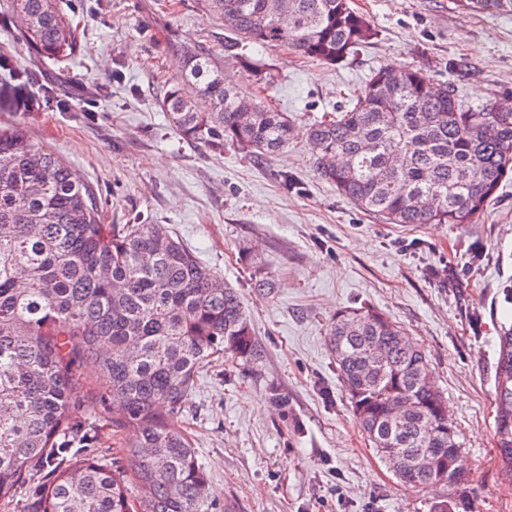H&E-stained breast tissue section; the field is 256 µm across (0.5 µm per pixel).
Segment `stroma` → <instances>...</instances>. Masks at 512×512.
I'll list each match as a JSON object with an SVG mask.
<instances>
[{
  "mask_svg": "<svg viewBox=\"0 0 512 512\" xmlns=\"http://www.w3.org/2000/svg\"><path fill=\"white\" fill-rule=\"evenodd\" d=\"M77 49L36 59L18 40L14 0H0V57L35 80L0 111L49 147L100 196L109 224H164L237 289L255 360L200 368L174 427L187 432L211 512H430L456 488L401 482L370 447L347 399L329 328L336 312L374 308L426 354L470 472L473 512H512L494 438V366L512 324V179L475 224H390L316 175L310 122L346 104L371 71L414 67L477 107H512V13L475 14L452 0H352L375 31L325 65L264 48L273 76L224 55V28L203 0H58ZM190 49L241 91L295 121L286 150L264 160L186 142L162 105ZM292 174L299 190H285ZM276 279L255 288L252 263Z\"/></svg>",
  "mask_w": 512,
  "mask_h": 512,
  "instance_id": "obj_1",
  "label": "stroma"
}]
</instances>
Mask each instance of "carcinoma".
Masks as SVG:
<instances>
[{
    "mask_svg": "<svg viewBox=\"0 0 512 512\" xmlns=\"http://www.w3.org/2000/svg\"><path fill=\"white\" fill-rule=\"evenodd\" d=\"M463 10L511 13L512 0H454ZM224 26V54L257 68L246 47L286 46L334 65L373 28L350 0H205ZM24 45L42 58L72 54L75 31L57 0H14ZM184 140L256 159L277 154L293 126L228 85L209 55L186 51L163 98ZM318 177L392 224H475L512 175V111L459 104L419 68L370 74L344 110L306 133ZM255 287L272 291L263 267ZM356 419L396 476L416 487L458 488L461 444L424 352L386 315L345 309L329 330ZM248 361L257 345L235 289L163 224H106L96 192L54 152L16 126H0V508L38 485L22 512H209L207 476L175 413L210 357ZM100 383L84 389L75 362ZM494 435L512 484V326L501 328ZM112 409V431L137 430L118 464L73 448L77 401ZM433 512H471L460 496Z\"/></svg>",
    "mask_w": 512,
    "mask_h": 512,
    "instance_id": "carcinoma-1",
    "label": "carcinoma"
}]
</instances>
